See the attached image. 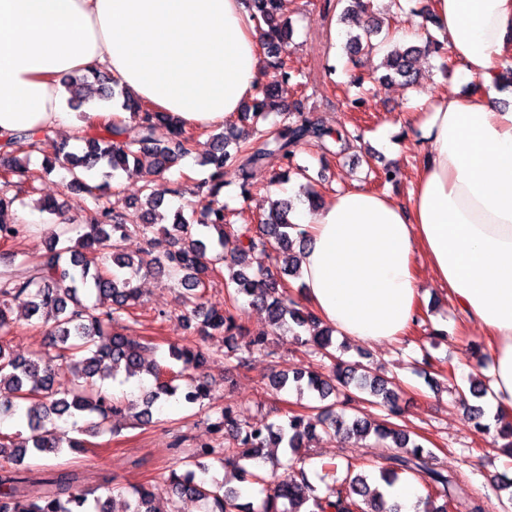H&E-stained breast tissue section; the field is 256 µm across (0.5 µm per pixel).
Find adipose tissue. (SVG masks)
Listing matches in <instances>:
<instances>
[{"label":"adipose tissue","instance_id":"ef3b65f1","mask_svg":"<svg viewBox=\"0 0 512 512\" xmlns=\"http://www.w3.org/2000/svg\"><path fill=\"white\" fill-rule=\"evenodd\" d=\"M466 93L407 91L411 135L427 145L407 202L337 191L294 221L307 246L305 300L337 335L393 342L417 323L418 257L492 347V402L512 414V0H432ZM264 50L243 0H0V138L83 129L129 113L75 119L64 76L95 71L188 127L211 129L254 96Z\"/></svg>","mask_w":512,"mask_h":512}]
</instances>
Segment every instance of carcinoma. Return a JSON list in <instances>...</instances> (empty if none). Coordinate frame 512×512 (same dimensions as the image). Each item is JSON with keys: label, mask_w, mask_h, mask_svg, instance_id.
<instances>
[{"label": "carcinoma", "mask_w": 512, "mask_h": 512, "mask_svg": "<svg viewBox=\"0 0 512 512\" xmlns=\"http://www.w3.org/2000/svg\"><path fill=\"white\" fill-rule=\"evenodd\" d=\"M263 38L267 66L280 71L289 81L297 71L288 64L286 47L292 34L291 22L280 15L281 0H244ZM342 7L340 18L367 12L368 0H336ZM389 23L370 16L362 31L347 33L346 52L356 57L372 55V50L387 41ZM442 49L439 41L428 37L425 45L399 47L389 51L382 61L386 73L366 79L352 73L350 84L361 88L366 82L384 85L393 80L405 86H416L423 78L417 59L428 52ZM96 88L101 99L112 100V87L105 78L85 75L67 82L69 103L75 108L89 100L86 89ZM122 108L130 112L129 123L113 122L89 129L79 137L85 144L82 152L57 144L43 132L20 133L18 138L31 141L30 148L43 156L41 169L11 157L13 139L0 140V155L6 160L0 178V241L11 242L22 237L27 226L8 219V212L22 191L33 193L41 174L60 167L69 174V186L84 193L93 209L85 217V225L72 222L64 225L46 250L35 260H16L11 255L6 270L0 271V418H15L28 430L22 443L0 437V512H178L177 500L189 497L203 502V512H400V505L369 486V477L349 471L343 482L319 491L309 481L304 468L298 466L300 449L314 434L317 426L341 440L362 439L373 433L392 440L398 451L386 457L379 470V479L394 485L399 474L410 473L435 490L443 505L430 508V498L422 501L423 512H448L449 502L468 494L464 476L440 466L437 456L428 448L411 440L410 433L394 420L402 416L398 393L388 379L370 373L367 367L336 358L332 330L324 329L304 338L321 357L331 360L328 373L303 369L276 370L270 386L281 391L289 385L302 386L325 400L336 393L337 386H354L381 399L385 418L376 422L367 418L348 419L344 413L331 410L320 414H294L287 425L250 422L241 418L231 403L214 409L206 400L211 385L202 373L207 362L198 347L172 344L169 357L180 364L178 371L146 359L153 349L151 341L124 335L114 330L123 314L139 303L138 277L142 271L164 273L184 289V310L177 316L183 326H194L204 336L221 334L231 339L249 337L247 354L236 355L228 347L225 356L236 357L237 365H248L254 353L274 355L269 350V336L292 323L299 328L316 325L320 320L308 307L290 298L283 276L298 274L299 258L293 252L292 237L296 225L289 219L293 211L290 199L275 201L254 228L242 224L237 228L227 223L224 203L219 196L226 179L241 180L242 193L249 194L252 171L277 158L288 172L297 169L295 148L314 144L323 154H335L334 147L345 150L353 142L363 140L359 130L350 132L325 125L321 120L290 112L286 124L266 126L269 114L280 109L275 86L260 84L252 104L238 113L237 120L228 121L224 131H198L187 128L166 112H157L128 92H123ZM168 128L169 139L159 143L154 137L157 126ZM209 135L210 150L202 165L211 166L208 178L197 184L202 194L200 207L186 216L183 208L172 215L171 226L157 222L155 210L160 206L152 188L153 177L161 174L179 159L191 153L195 139ZM134 166L143 179L144 200L135 203L139 222L128 224L112 209L111 180ZM77 237H70L71 233ZM136 235L144 243L142 257L134 259L122 253V242ZM168 238L170 248L161 256L154 255L158 236ZM259 253L269 265L252 269L248 257ZM230 271L225 283L224 306L217 308L206 299L205 284L213 282L221 266ZM248 297L263 308L267 327L250 331L240 323L236 302ZM23 306L29 317H35L49 329V350L41 355L20 356L14 353L5 337L12 330L10 314L13 305ZM123 381L147 375L153 388L140 398L142 409L137 420L149 424L153 407L176 397L188 409L215 411L211 431L228 434L229 443L216 448L205 442L197 446L186 460V469L168 477L174 499L158 507L154 494L145 486L132 488L118 500L103 497L85 486L77 470L56 465L43 473L28 468L21 470L28 458L59 457L76 448H83L88 438L112 430L111 420L132 409L135 403L111 393L112 383L119 375ZM466 415L474 428L491 431L483 421L484 410L469 405ZM284 446L291 458L264 457L263 450ZM212 458L219 465L214 469L206 463ZM291 468V479L279 477V470ZM236 475L249 474L264 486L265 498L259 508L241 503V493L226 487L224 471Z\"/></svg>", "instance_id": "cac0c4a2"}]
</instances>
